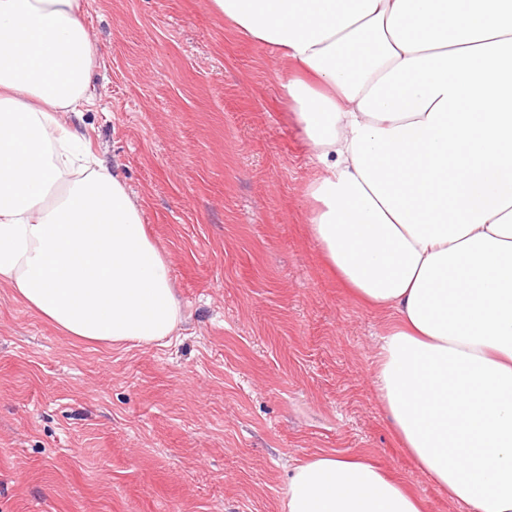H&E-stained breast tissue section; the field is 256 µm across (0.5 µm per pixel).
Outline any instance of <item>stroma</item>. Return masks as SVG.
Returning <instances> with one entry per match:
<instances>
[{
    "label": "stroma",
    "mask_w": 512,
    "mask_h": 512,
    "mask_svg": "<svg viewBox=\"0 0 512 512\" xmlns=\"http://www.w3.org/2000/svg\"><path fill=\"white\" fill-rule=\"evenodd\" d=\"M81 128L118 164L184 307L173 339L69 336L0 285V512H283L292 467L364 454L426 504L375 385L393 324L327 263L285 64L210 0H83Z\"/></svg>",
    "instance_id": "35a3bbf8"
}]
</instances>
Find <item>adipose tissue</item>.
<instances>
[{"label":"adipose tissue","mask_w":512,"mask_h":512,"mask_svg":"<svg viewBox=\"0 0 512 512\" xmlns=\"http://www.w3.org/2000/svg\"><path fill=\"white\" fill-rule=\"evenodd\" d=\"M293 68L329 265L391 310L375 384L420 470L512 512V0H211ZM81 0H0V283L62 332L152 344L183 320L120 172L84 152ZM283 512H423L357 456L293 467Z\"/></svg>","instance_id":"adipose-tissue-1"}]
</instances>
